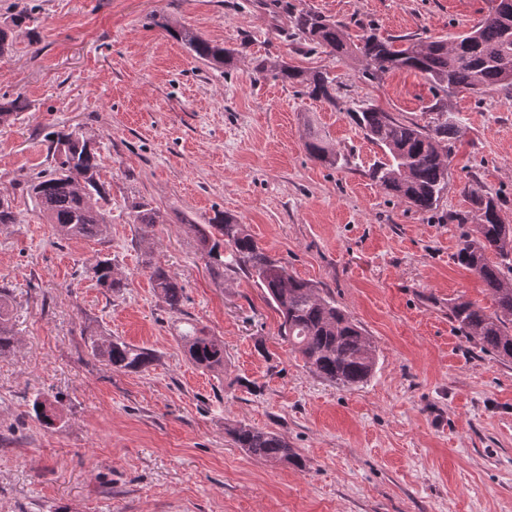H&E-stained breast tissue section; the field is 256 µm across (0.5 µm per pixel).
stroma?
I'll return each mask as SVG.
<instances>
[{"mask_svg":"<svg viewBox=\"0 0 512 512\" xmlns=\"http://www.w3.org/2000/svg\"><path fill=\"white\" fill-rule=\"evenodd\" d=\"M265 0H0V24L23 13L0 54V96L27 108L0 123V287L17 343L0 357V512H512V361L469 342L448 316L464 297L492 301L457 260L476 222L469 192L493 195L512 225V89H460L448 109V189L422 214L369 176L383 152L346 113L255 75L285 56L335 76L343 103H368L426 125L433 101L420 74L368 81L355 58L297 52ZM403 44L475 25L488 0H280ZM164 16L239 49L234 69L195 61L151 23ZM340 155L306 152V127ZM75 130L95 145L112 185V222L94 239L48 224L25 183L50 171L47 136ZM163 216L146 247L131 197ZM227 213L269 254L312 281L361 325L376 349L362 386L313 374L279 335L278 312L251 278L212 270L192 225ZM465 223H458V216ZM183 287L180 310L157 297L145 249ZM113 260L128 286L100 288ZM224 342V369L188 362L185 323ZM152 349L146 370L96 360L89 337ZM52 403L47 425L35 397ZM277 433L305 469L236 448L229 428ZM92 271L97 284L101 288H106L107 291L118 292L122 288H127V283L123 277L118 276L112 260L109 258L99 259L92 267Z\"/></svg>","mask_w":512,"mask_h":512,"instance_id":"stroma-1","label":"stroma"}]
</instances>
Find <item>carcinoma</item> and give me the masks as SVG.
Returning a JSON list of instances; mask_svg holds the SVG:
<instances>
[{"label":"carcinoma","instance_id":"obj_1","mask_svg":"<svg viewBox=\"0 0 512 512\" xmlns=\"http://www.w3.org/2000/svg\"><path fill=\"white\" fill-rule=\"evenodd\" d=\"M470 31L451 39L410 40L397 48L391 40L362 35L353 42L342 25L320 13L302 8L292 21L294 41L322 48L330 54L359 60L362 74L370 81L380 80L395 70L423 75L439 93L468 89L486 93L499 87H512V8L499 0ZM25 16L17 15L12 25L0 26V53L12 45L13 27ZM153 25L182 43L192 57L226 70L235 65L236 50L214 44L187 28H176L163 17ZM256 73L302 88L303 94L340 106L336 97V78L325 69L307 71L283 56L255 60ZM26 109L23 99H0V122ZM351 121L365 138L379 146L385 156L372 167L370 177L416 210L428 213L448 187L450 148L447 142L460 129L448 114L443 98L436 99L430 111L436 113L434 125L407 123L370 104L345 107ZM57 168L39 175L28 186L47 221L63 236L93 238L109 224L105 205L110 201L109 185L101 181L96 150L76 132L52 131L48 134ZM306 151L325 165L338 164L340 154L323 136L306 133ZM470 201L478 213L474 233L463 236L457 253L461 265L477 273L494 302L489 313L480 305L459 297L449 307L451 318L480 351L503 361H512V225L503 223L496 199L473 189ZM129 222L139 225L141 237L161 223L159 210L142 198L128 202ZM198 250L211 268L240 271L263 288L266 299L281 316L280 336L301 356L304 365L323 380L342 388L362 385L376 365V350L365 331L336 301L320 294L319 288L288 272L273 259L237 218L220 214L205 226L190 225ZM493 253L499 261L492 262ZM153 288L172 310L180 308L183 288L163 267L145 259ZM97 284L112 292L127 287L112 260L100 259L92 267ZM188 361L207 372L224 370V343L195 326L180 336ZM15 336L10 325L6 288L0 289V356L13 350ZM91 355L124 371H142L156 359L145 347L121 339H88ZM233 444L247 456L266 462L303 468L300 455L280 435L247 424L228 430Z\"/></svg>","mask_w":512,"mask_h":512}]
</instances>
